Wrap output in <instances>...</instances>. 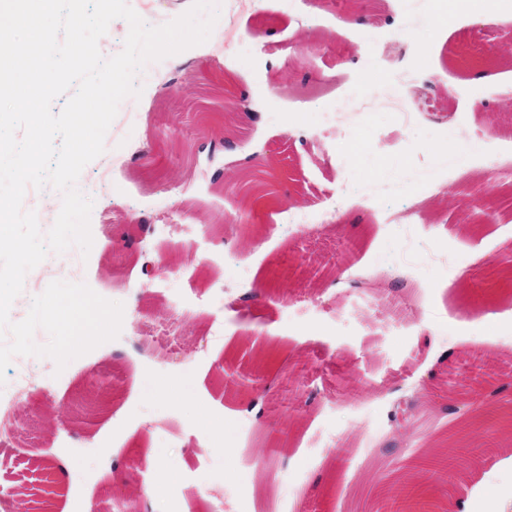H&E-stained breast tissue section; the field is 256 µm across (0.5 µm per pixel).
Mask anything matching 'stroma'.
I'll return each instance as SVG.
<instances>
[{
    "label": "stroma",
    "mask_w": 512,
    "mask_h": 512,
    "mask_svg": "<svg viewBox=\"0 0 512 512\" xmlns=\"http://www.w3.org/2000/svg\"><path fill=\"white\" fill-rule=\"evenodd\" d=\"M244 39L253 52L231 50ZM512 42V0H474L447 23L424 18L422 0H249L222 39L148 63L127 145L89 163L76 187L92 199V247L83 278L122 303L119 337L38 377L0 422L17 455L0 459V512H39L40 459L55 463L48 512H89L112 493L161 485L143 512H217L228 484L248 512H512V288L490 299L466 288L499 265L512 220L462 222L448 194L481 187L512 211V55L474 80L462 48ZM411 70L406 99L423 128H460L494 150L459 162L451 139L447 190L430 194L415 233L448 251V268L387 272L401 232L381 220L363 188L417 169L405 159L411 129L367 112L360 135L324 130L310 116L344 99L384 61ZM226 82L232 113L224 174L198 157L214 137L188 107ZM260 120H253L251 110ZM275 173L278 202L249 212L235 195L238 159ZM330 208L331 221L294 230L292 211ZM147 221L168 269L146 282L133 226ZM249 265L250 300L226 294ZM271 352L261 385L267 414L240 432L252 359ZM416 396L410 432L392 433L400 397ZM486 419L462 429L460 414ZM336 434L311 448L317 429Z\"/></svg>",
    "instance_id": "obj_1"
}]
</instances>
